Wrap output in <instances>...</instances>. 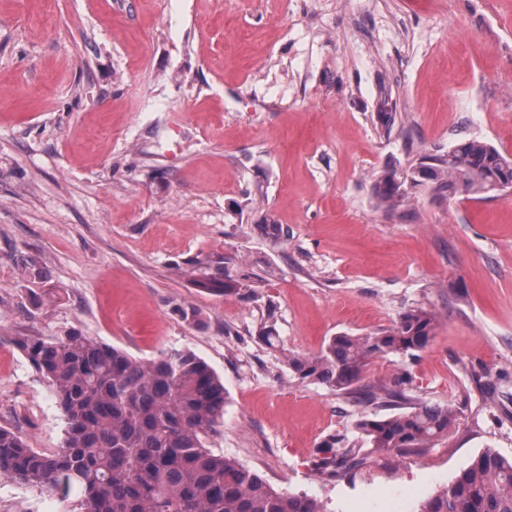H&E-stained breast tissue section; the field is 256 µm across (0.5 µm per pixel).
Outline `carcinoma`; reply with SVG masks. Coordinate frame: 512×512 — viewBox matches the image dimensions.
<instances>
[{"label": "carcinoma", "mask_w": 512, "mask_h": 512, "mask_svg": "<svg viewBox=\"0 0 512 512\" xmlns=\"http://www.w3.org/2000/svg\"><path fill=\"white\" fill-rule=\"evenodd\" d=\"M451 159L426 156L421 175L445 200L490 197L491 179L512 175V157L477 139L450 145ZM397 171L386 169L374 181L380 205L397 211L407 198ZM196 285L210 292L235 289L206 273ZM433 313L423 308L403 313L386 334L332 337L316 355H290L288 367L302 380L318 382L355 400L386 405L410 403L401 375L389 388L359 385L368 359L387 354L413 355L431 340ZM18 344L43 377L61 407L66 428L52 453L30 447L0 425V474L53 490L77 486L85 512H324L305 493L279 491L257 472L208 448L207 439L223 422L224 384L213 369L188 349H172L140 361L125 351L68 331L44 339L21 336ZM458 420L452 405L419 402L389 416H364L356 423L361 438L380 452L431 448L448 437ZM319 469L337 474L362 464L345 438L323 444ZM419 512H512V458L493 448L477 454L456 478L426 499Z\"/></svg>", "instance_id": "obj_1"}]
</instances>
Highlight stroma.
Wrapping results in <instances>:
<instances>
[{"instance_id": "stroma-1", "label": "stroma", "mask_w": 512, "mask_h": 512, "mask_svg": "<svg viewBox=\"0 0 512 512\" xmlns=\"http://www.w3.org/2000/svg\"><path fill=\"white\" fill-rule=\"evenodd\" d=\"M462 138L512 154V0H0V425L60 447L14 339L75 330L143 361L194 352L224 383L209 448L326 512H416L483 449L512 456V194L413 189L392 215L373 194ZM203 272L240 288H197ZM417 307L431 342L362 383L409 373L460 418L388 454L355 429L378 405L288 357ZM332 434L363 460L339 478L318 468ZM81 500L0 475V512Z\"/></svg>"}]
</instances>
